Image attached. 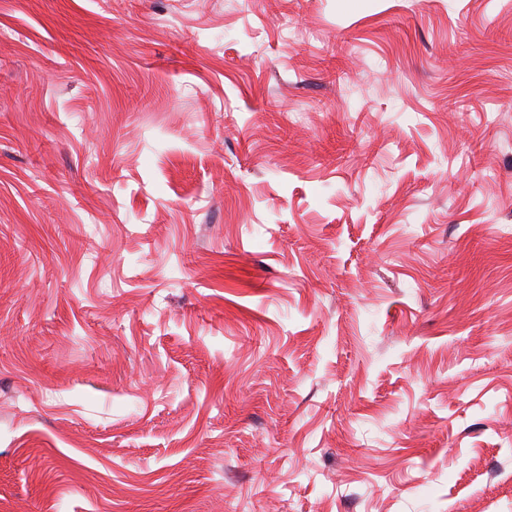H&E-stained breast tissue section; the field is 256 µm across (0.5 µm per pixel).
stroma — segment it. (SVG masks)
<instances>
[{
    "mask_svg": "<svg viewBox=\"0 0 512 512\" xmlns=\"http://www.w3.org/2000/svg\"><path fill=\"white\" fill-rule=\"evenodd\" d=\"M8 512H512V0H0Z\"/></svg>",
    "mask_w": 512,
    "mask_h": 512,
    "instance_id": "1",
    "label": "stroma"
}]
</instances>
